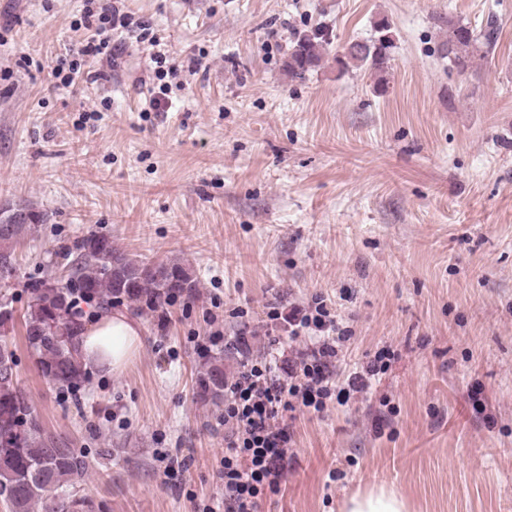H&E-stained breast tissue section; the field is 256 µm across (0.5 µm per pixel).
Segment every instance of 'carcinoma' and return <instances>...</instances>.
<instances>
[{"label":"carcinoma","mask_w":512,"mask_h":512,"mask_svg":"<svg viewBox=\"0 0 512 512\" xmlns=\"http://www.w3.org/2000/svg\"><path fill=\"white\" fill-rule=\"evenodd\" d=\"M443 26L446 33L440 44L441 55L461 74L496 49L500 26L494 15L478 27L453 16L444 20ZM374 29L373 39L350 43L336 57V63L368 70L382 88L391 67L395 35L384 20L376 22ZM332 43V33L316 26L293 33L285 61L288 75L305 78L307 72L320 66ZM4 221L11 224V230L0 232V264L15 260L16 246L44 223L40 216L13 221L9 210L0 213V222ZM58 284L57 288H45L40 282L31 286L24 329L41 374L70 391L77 390L85 378L74 345L82 323L70 304L73 297L100 306L126 301L142 313L155 314L179 297L195 296L198 288L184 265L130 258L113 248L109 237L96 234L82 239L79 253L68 263V274ZM214 346L201 365L196 397L217 406L224 402V356L229 354V347L219 336ZM15 367L13 351L0 343V502L8 512H66V488L87 473V463L75 449L43 428L18 385Z\"/></svg>","instance_id":"carcinoma-1"}]
</instances>
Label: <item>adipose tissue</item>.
<instances>
[{
	"label": "adipose tissue",
	"mask_w": 512,
	"mask_h": 512,
	"mask_svg": "<svg viewBox=\"0 0 512 512\" xmlns=\"http://www.w3.org/2000/svg\"><path fill=\"white\" fill-rule=\"evenodd\" d=\"M142 324L128 312L101 310L80 333L79 352L85 363L115 373L137 354Z\"/></svg>",
	"instance_id": "obj_1"
}]
</instances>
